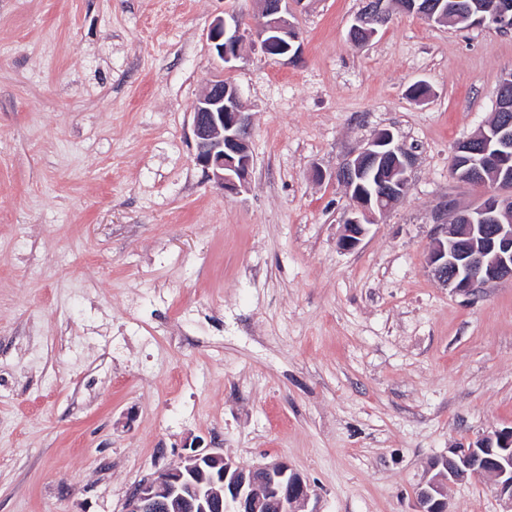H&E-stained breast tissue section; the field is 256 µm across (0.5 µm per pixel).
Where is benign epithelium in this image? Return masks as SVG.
I'll use <instances>...</instances> for the list:
<instances>
[{
  "instance_id": "7a95c632",
  "label": "benign epithelium",
  "mask_w": 512,
  "mask_h": 512,
  "mask_svg": "<svg viewBox=\"0 0 512 512\" xmlns=\"http://www.w3.org/2000/svg\"><path fill=\"white\" fill-rule=\"evenodd\" d=\"M261 2V16L247 28L233 12L210 24L208 39L224 63L239 59L242 43L252 36L269 56L294 51L299 33L288 4L301 0ZM387 2L364 0L350 34L372 39L389 19ZM397 5L428 21L450 20L432 0H399ZM489 18L505 22L502 31H511L507 22L512 20V0H492L474 15L470 26L481 28ZM498 88L488 129L456 143L450 159L451 177L483 184V197L467 210L448 205L428 257L439 285L472 297L493 283L512 280V71L501 78ZM192 133L195 159L208 180L225 192L247 190L254 166L250 115L243 110L234 82L220 76L209 83L194 106ZM414 163V151L387 130L343 161L335 179L349 192L352 208L342 246L355 247L376 214L401 199ZM430 471L434 475L415 490V512H451L447 484L484 476L493 478L496 496L512 512V427L450 449V455L434 460ZM311 497L310 485L285 461L246 469L224 453L197 444L178 464L139 483L127 496L124 512H299Z\"/></svg>"
}]
</instances>
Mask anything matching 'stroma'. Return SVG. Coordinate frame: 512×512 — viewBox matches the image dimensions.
I'll use <instances>...</instances> for the list:
<instances>
[{"mask_svg":"<svg viewBox=\"0 0 512 512\" xmlns=\"http://www.w3.org/2000/svg\"><path fill=\"white\" fill-rule=\"evenodd\" d=\"M363 0L295 5V57L207 37L258 0H0V512H122L191 444L279 459L319 512H413L433 459L512 426V281L471 300L427 258L475 206L453 145L490 120L512 32ZM225 74L252 122L248 190L208 181L192 110ZM424 82L428 93L409 88ZM403 198L344 248L331 181L381 130ZM453 512H505L490 478ZM363 2L364 5L355 16L349 31L353 38L354 34L359 37L363 35L366 41H370L377 34L378 28L388 21L390 9L387 5L388 0H365Z\"/></svg>","mask_w":512,"mask_h":512,"instance_id":"1","label":"stroma"}]
</instances>
